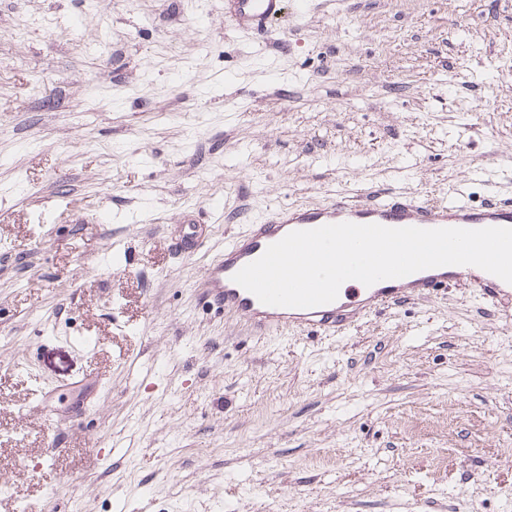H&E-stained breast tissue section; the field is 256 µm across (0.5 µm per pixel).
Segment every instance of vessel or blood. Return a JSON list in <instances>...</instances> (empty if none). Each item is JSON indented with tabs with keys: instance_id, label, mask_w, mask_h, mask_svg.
<instances>
[{
	"instance_id": "1",
	"label": "vessel or blood",
	"mask_w": 512,
	"mask_h": 512,
	"mask_svg": "<svg viewBox=\"0 0 512 512\" xmlns=\"http://www.w3.org/2000/svg\"><path fill=\"white\" fill-rule=\"evenodd\" d=\"M284 2L224 0V16L241 32L267 35L281 15ZM474 176L478 181L494 185L490 196L478 205L461 189L442 200H423L383 189L357 196L338 192L318 204L271 206L244 232L231 236L217 248L198 283L200 298L225 313L246 316L252 327L263 334L288 328L325 335L341 334L367 315L415 296H436L463 280L477 288L487 305H495L512 291V285L474 266L430 268L369 287L349 280L342 284L335 301L312 308L265 305L233 280L235 273L258 259L269 245L295 230L341 222L375 223L392 228H512V194L501 192L498 187L501 171L479 169ZM205 231V225H193L190 232L175 237V250L182 255H195L206 242ZM77 352V347L69 340L58 346L52 360L56 381L42 390L34 402L37 411L57 424L81 421L96 406L105 386L99 375L71 371L69 362Z\"/></svg>"
}]
</instances>
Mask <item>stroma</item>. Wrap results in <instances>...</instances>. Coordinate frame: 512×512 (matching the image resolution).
Wrapping results in <instances>:
<instances>
[{
  "label": "stroma",
  "mask_w": 512,
  "mask_h": 512,
  "mask_svg": "<svg viewBox=\"0 0 512 512\" xmlns=\"http://www.w3.org/2000/svg\"><path fill=\"white\" fill-rule=\"evenodd\" d=\"M276 35L224 0H0V512H512V301L460 282L261 335L171 241L512 168V0H312ZM66 336L106 388L55 427Z\"/></svg>",
  "instance_id": "35a3bbf8"
}]
</instances>
